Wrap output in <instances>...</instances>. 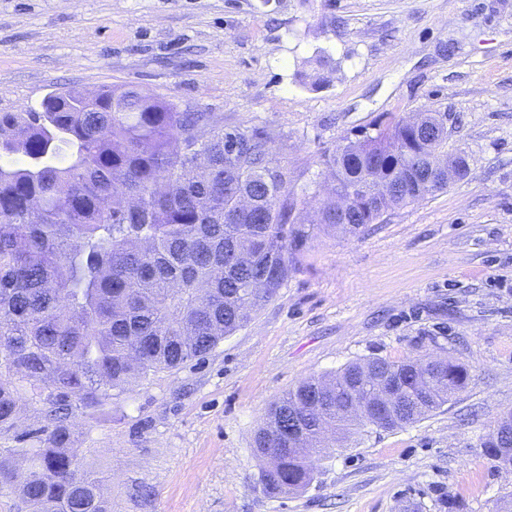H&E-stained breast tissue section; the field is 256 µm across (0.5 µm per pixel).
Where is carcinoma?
<instances>
[{"label": "carcinoma", "instance_id": "obj_1", "mask_svg": "<svg viewBox=\"0 0 512 512\" xmlns=\"http://www.w3.org/2000/svg\"><path fill=\"white\" fill-rule=\"evenodd\" d=\"M314 64L305 78L327 83V63ZM99 94L97 112L69 90L0 113V431L14 428L26 390L47 422L45 437L0 458V490L34 512H112L103 480L70 447V414L208 354L299 270L312 237L265 132H226L209 112L134 89ZM422 117L424 133L393 118L325 156L339 188H363L369 201L338 212L327 198L319 223L357 234L448 187L435 165L448 158L447 114ZM243 194L254 199L249 213L236 204ZM420 364L372 357L288 390L255 440L259 456L279 450L274 471L260 465L265 489L313 481L308 455L328 447L321 422L342 433L370 426L347 409L367 405L378 366L390 391L419 400L405 415L413 423L469 380L450 359L429 385ZM500 424L481 447L504 448L512 462V415Z\"/></svg>", "mask_w": 512, "mask_h": 512}]
</instances>
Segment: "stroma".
<instances>
[{
    "label": "stroma",
    "instance_id": "1",
    "mask_svg": "<svg viewBox=\"0 0 512 512\" xmlns=\"http://www.w3.org/2000/svg\"><path fill=\"white\" fill-rule=\"evenodd\" d=\"M322 54L328 84L300 82ZM132 88L272 138L312 219L324 154L387 116L448 115L468 173L369 230L319 228L299 273L201 360L76 413L72 440L112 512H500L512 473L480 438L512 412V0H0V112L54 92ZM449 357L467 386L419 421L314 456L267 494L269 406L369 357ZM25 400L0 457L36 441Z\"/></svg>",
    "mask_w": 512,
    "mask_h": 512
}]
</instances>
